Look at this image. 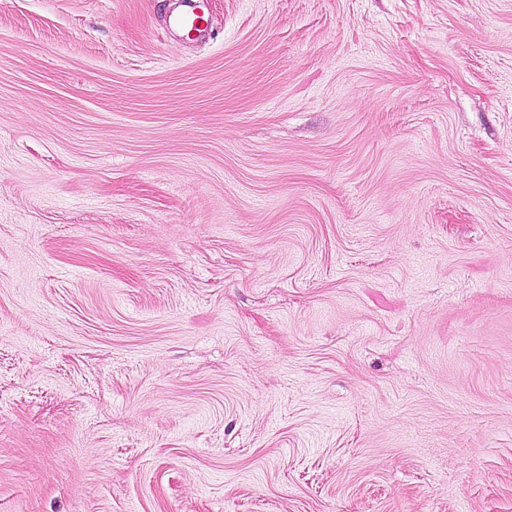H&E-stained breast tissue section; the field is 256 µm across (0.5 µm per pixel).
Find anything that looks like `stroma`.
<instances>
[{"label":"stroma","mask_w":512,"mask_h":512,"mask_svg":"<svg viewBox=\"0 0 512 512\" xmlns=\"http://www.w3.org/2000/svg\"><path fill=\"white\" fill-rule=\"evenodd\" d=\"M0 0V512H512V0ZM186 8L173 20V25L178 29L190 34L201 30L200 23L203 20L201 5L197 0H183Z\"/></svg>","instance_id":"1"}]
</instances>
